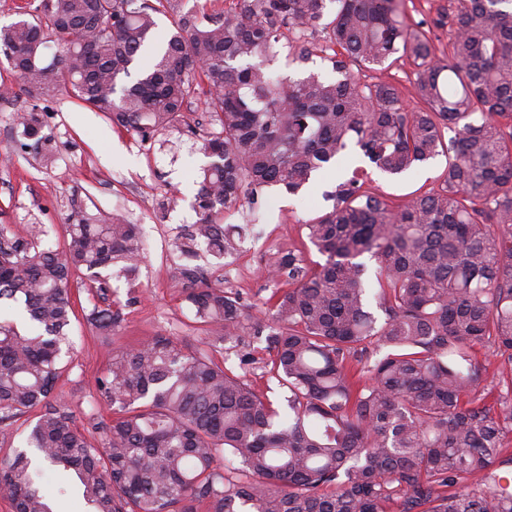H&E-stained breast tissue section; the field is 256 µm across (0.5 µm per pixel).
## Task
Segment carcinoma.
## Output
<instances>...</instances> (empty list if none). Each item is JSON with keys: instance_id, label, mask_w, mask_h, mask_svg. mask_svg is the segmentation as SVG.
<instances>
[{"instance_id": "1", "label": "carcinoma", "mask_w": 512, "mask_h": 512, "mask_svg": "<svg viewBox=\"0 0 512 512\" xmlns=\"http://www.w3.org/2000/svg\"><path fill=\"white\" fill-rule=\"evenodd\" d=\"M34 11L0 27L28 91L64 93L144 142L189 126L188 103L205 98L198 220L173 244L184 298L218 342L266 335L285 395L251 387L250 352L236 373L157 336L112 357L96 396L115 418L80 431L55 394L72 353L71 279L85 274L104 301L110 279H135L137 226L78 205L53 250L42 225L1 224L0 301L26 327L0 321V432L34 414L25 446L0 460L13 512H54L47 466L74 473L84 512H512V0H455L442 58L399 0H231L200 15L181 0H39ZM158 14L172 16L163 33ZM315 37L335 77L274 76L277 49L304 62ZM400 60L413 67L412 106L396 85L353 74ZM17 124L52 166L43 115ZM352 145L389 176L443 154V182L396 203L364 189L358 168L337 178L322 193L331 206L303 225L323 261L279 251L270 273L288 287L258 317L194 263L237 250L225 209L271 188L302 193ZM90 316L106 333L118 321L108 303ZM477 346L498 358L494 407Z\"/></svg>"}]
</instances>
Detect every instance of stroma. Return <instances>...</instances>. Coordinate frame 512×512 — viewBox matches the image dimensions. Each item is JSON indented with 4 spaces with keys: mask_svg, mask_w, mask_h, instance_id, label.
I'll list each match as a JSON object with an SVG mask.
<instances>
[{
    "mask_svg": "<svg viewBox=\"0 0 512 512\" xmlns=\"http://www.w3.org/2000/svg\"><path fill=\"white\" fill-rule=\"evenodd\" d=\"M13 86V96L0 99V224L20 228L46 226L47 244H63L73 204L88 212L116 214L138 225L144 262L136 280L111 279L113 312L119 322L111 335H101L88 315L99 297L84 275L72 281L75 316L71 335L73 365L60 381L59 393L73 412L77 427L89 429L90 417L111 420V410L95 407V380L109 363L110 353L145 344L158 335L200 348L207 332L194 323L183 300L182 282L172 255L175 236L198 219L192 207L197 192L196 173L204 157L193 149V140L177 129L138 143L136 135L113 128L98 112L76 105L62 95L27 93L8 62L0 55V84ZM38 108L57 146L52 167H43L34 151L26 148L16 123L18 113ZM364 159L352 152L336 166L317 174L303 196L272 191L261 197L258 213L247 203L226 212L224 221L244 227L243 254L238 265L202 255L197 263L224 281L227 290L249 304H258L277 288L269 265L277 252L298 247L308 260L319 255L308 243L303 221L324 212L322 198L336 177L351 173ZM447 166L437 156L412 171L391 177L368 168L367 189L393 200L406 199L415 190L440 186ZM176 197L175 206L160 209V202Z\"/></svg>",
    "mask_w": 512,
    "mask_h": 512,
    "instance_id": "stroma-1",
    "label": "stroma"
}]
</instances>
